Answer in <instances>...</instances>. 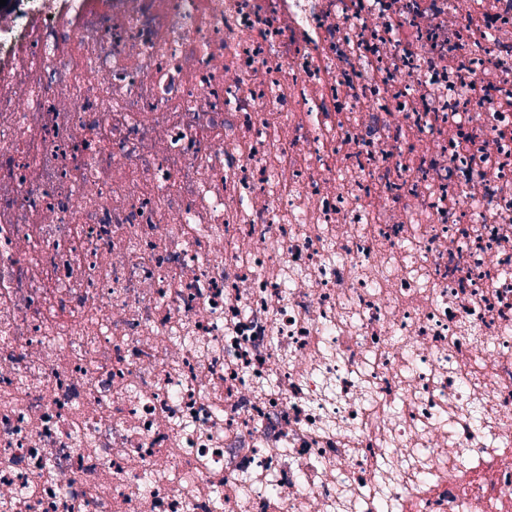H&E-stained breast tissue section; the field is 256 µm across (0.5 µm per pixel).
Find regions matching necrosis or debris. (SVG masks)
<instances>
[{
    "label": "necrosis or debris",
    "instance_id": "4bbe7bcc",
    "mask_svg": "<svg viewBox=\"0 0 512 512\" xmlns=\"http://www.w3.org/2000/svg\"><path fill=\"white\" fill-rule=\"evenodd\" d=\"M512 0L0 7V512H512Z\"/></svg>",
    "mask_w": 512,
    "mask_h": 512
}]
</instances>
